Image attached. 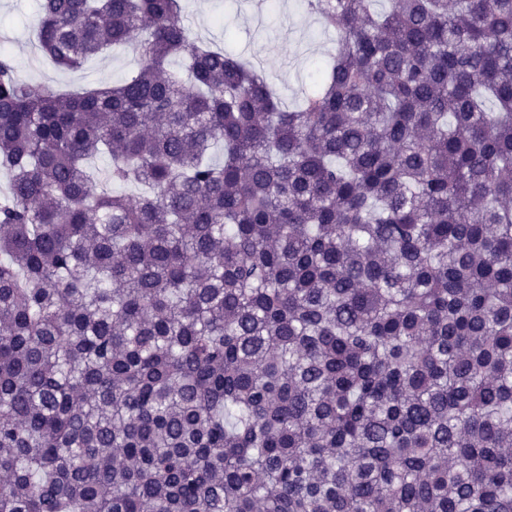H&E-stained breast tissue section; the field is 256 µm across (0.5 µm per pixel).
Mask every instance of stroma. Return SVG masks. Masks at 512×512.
Masks as SVG:
<instances>
[{
  "label": "stroma",
  "mask_w": 512,
  "mask_h": 512,
  "mask_svg": "<svg viewBox=\"0 0 512 512\" xmlns=\"http://www.w3.org/2000/svg\"><path fill=\"white\" fill-rule=\"evenodd\" d=\"M188 26L199 39L220 44L264 69L288 106L299 103L336 42L304 0H279L277 11L251 13L249 0H182ZM39 0H0V50L7 51L19 76L63 88L117 85L136 69L132 50H117L65 71L34 51L33 19Z\"/></svg>",
  "instance_id": "obj_1"
}]
</instances>
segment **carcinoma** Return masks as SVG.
Returning a JSON list of instances; mask_svg holds the SVG:
<instances>
[{"mask_svg":"<svg viewBox=\"0 0 512 512\" xmlns=\"http://www.w3.org/2000/svg\"><path fill=\"white\" fill-rule=\"evenodd\" d=\"M305 2L294 108L180 0L0 52V512H512V0ZM39 3V0H0V50L7 51L21 78L75 89L88 85H118L135 71L137 57L131 49L94 58L78 71L58 69L36 54L32 22Z\"/></svg>","mask_w":512,"mask_h":512,"instance_id":"cac0c4a2","label":"carcinoma"}]
</instances>
